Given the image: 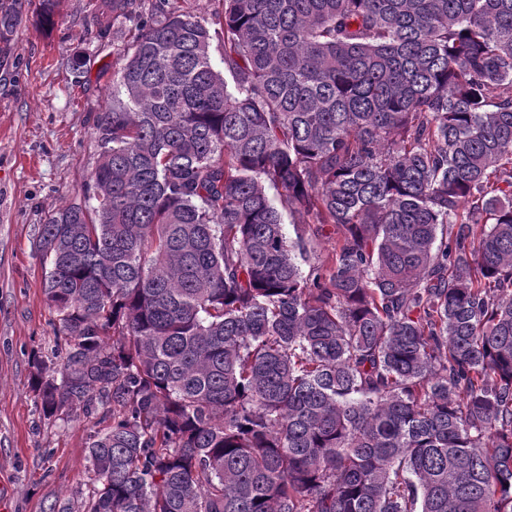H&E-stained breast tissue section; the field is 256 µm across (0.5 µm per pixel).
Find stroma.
Here are the masks:
<instances>
[{
    "mask_svg": "<svg viewBox=\"0 0 512 512\" xmlns=\"http://www.w3.org/2000/svg\"><path fill=\"white\" fill-rule=\"evenodd\" d=\"M19 24L0 40V512H79L95 421H48L30 386L32 360L48 355L58 321L42 288L35 244L51 213L74 200L99 161L97 123L108 108L118 48L129 22L106 33L95 0H64L51 29L16 0ZM86 71L69 69L76 55Z\"/></svg>",
    "mask_w": 512,
    "mask_h": 512,
    "instance_id": "obj_1",
    "label": "stroma"
}]
</instances>
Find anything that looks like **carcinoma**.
I'll return each instance as SVG.
<instances>
[{
  "instance_id": "1",
  "label": "carcinoma",
  "mask_w": 512,
  "mask_h": 512,
  "mask_svg": "<svg viewBox=\"0 0 512 512\" xmlns=\"http://www.w3.org/2000/svg\"><path fill=\"white\" fill-rule=\"evenodd\" d=\"M222 3L137 14L38 231L81 512H512V0ZM325 234L320 240L314 242L311 246L312 261H325L331 255L336 240L340 237L339 231L333 225L327 226Z\"/></svg>"
}]
</instances>
